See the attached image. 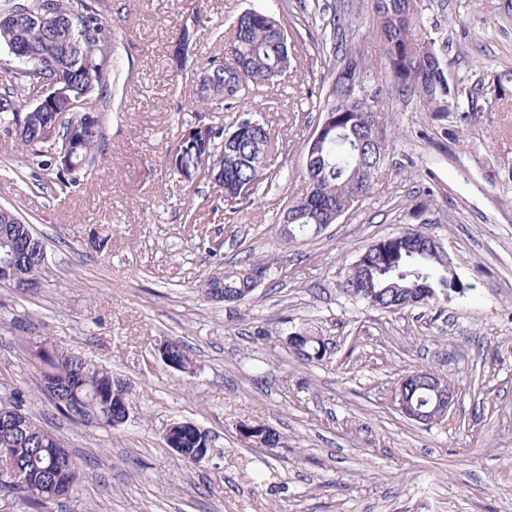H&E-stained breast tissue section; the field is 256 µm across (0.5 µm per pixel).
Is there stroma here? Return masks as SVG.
I'll return each mask as SVG.
<instances>
[{"label": "stroma", "mask_w": 512, "mask_h": 512, "mask_svg": "<svg viewBox=\"0 0 512 512\" xmlns=\"http://www.w3.org/2000/svg\"><path fill=\"white\" fill-rule=\"evenodd\" d=\"M448 49V76L466 87L458 116L433 122L399 98L391 77L369 75L396 132L389 173L355 209L309 244L278 243L289 195L301 192L308 135L327 74L320 36L333 16L369 62L383 49L365 0H112L114 80L105 96L104 144L75 184L41 190V172L0 127V206L33 224L46 244L43 288H0V396L25 408L83 461L78 496L54 512H512V111L493 97L512 73V0H426ZM267 12L287 26L297 68L245 108L210 101L204 122L241 111L296 141L278 157V186L218 218L212 184L168 172L166 150L193 122L192 84L169 59L181 26L201 16L188 61L222 57L238 14ZM428 203L465 286L443 309L385 313L348 302L339 269L371 241L414 222ZM195 211L203 237L183 235ZM107 238L104 250L91 239ZM262 260L283 275L241 304L211 301L203 279L223 263ZM30 316L74 355L111 369L132 411L117 429L70 422L36 391L39 376L7 314ZM308 326L331 347L297 361L286 336ZM164 341L183 345L192 368L161 361ZM446 373L461 392L448 421L406 420L392 405L404 370ZM208 430L214 457L186 463L167 448V424ZM243 423L277 430L278 448L241 439Z\"/></svg>", "instance_id": "35a3bbf8"}]
</instances>
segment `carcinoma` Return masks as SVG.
I'll return each instance as SVG.
<instances>
[{
	"mask_svg": "<svg viewBox=\"0 0 512 512\" xmlns=\"http://www.w3.org/2000/svg\"><path fill=\"white\" fill-rule=\"evenodd\" d=\"M383 43L380 65L394 80L398 96L413 99L423 112L442 121L458 111L462 87L448 77V60L436 48L428 29L424 0H369ZM107 0H0V44L4 33H14L24 46L22 62L0 61V125L8 128L23 120L26 137L21 147L44 171L39 185L67 186L93 162L103 142L106 102L103 87L110 77L112 29L104 21ZM348 31L331 23L322 53L331 68L324 88L317 126L324 127L318 141L305 138L301 149L313 154L305 165L303 192L288 197L283 208L280 241L305 245L318 238L320 224L336 213L344 214L367 198L384 178L394 132L376 106L373 93L358 91L342 72L354 70L362 77L368 62L348 44ZM294 53L288 30L274 16L246 10L236 19L224 45V60L210 59L202 70L214 76L213 98L225 107L243 105L288 74ZM52 84L73 88L74 104L60 103L53 112H39L27 98ZM172 140L167 157L189 159L194 164L186 183L212 182L221 192L224 210L235 214L242 201L259 195L263 186L281 176L274 164L279 138L267 125L245 111L234 125L207 127L210 156L206 164L195 159L196 140L182 131ZM72 155L63 166L62 153ZM435 237L423 223L405 227L375 240L339 272L338 287L345 299L388 313L416 307L438 308L461 286L448 281L442 255L432 248ZM9 243L25 254L24 275L41 287L44 263L39 252L44 241L13 210L0 207V246ZM261 261L243 260L220 266L224 271V302L249 300L261 284L276 279L268 271L262 281L254 276ZM12 329L24 344L29 360L39 369L40 394L67 420L109 425L113 405H130L127 390L102 365L77 358L53 340L32 341L39 331L30 317L11 319ZM310 353L296 358L307 362L324 359L327 346L309 332L301 333ZM413 405L429 412L435 398L425 389L413 392ZM20 391L0 400V492L15 493L16 512H51L60 489L76 494L83 482L80 461L64 440L33 421L24 409ZM250 442L276 448L280 436L258 425ZM210 433L196 429L180 435L181 448H207Z\"/></svg>",
	"mask_w": 512,
	"mask_h": 512,
	"instance_id": "obj_1",
	"label": "carcinoma"
}]
</instances>
